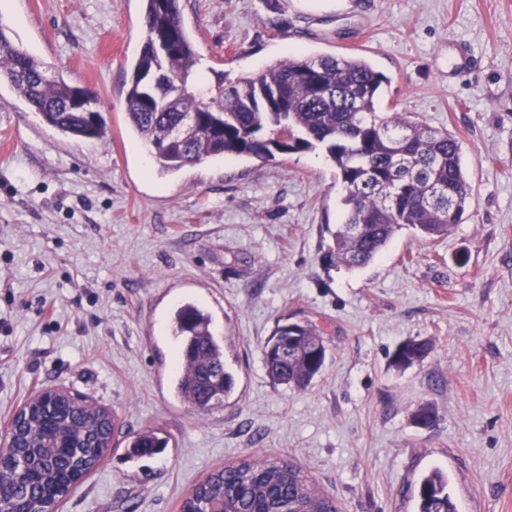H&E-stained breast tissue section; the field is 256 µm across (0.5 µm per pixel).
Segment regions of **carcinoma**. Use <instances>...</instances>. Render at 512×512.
I'll return each mask as SVG.
<instances>
[{
    "mask_svg": "<svg viewBox=\"0 0 512 512\" xmlns=\"http://www.w3.org/2000/svg\"><path fill=\"white\" fill-rule=\"evenodd\" d=\"M145 40L127 83L126 120L148 147L158 171L176 172L214 157L270 161L321 145L336 166L344 213L329 230L325 258L336 267L370 265L394 234L414 230L423 240L452 234L472 194L460 142L410 112H380L389 79L365 59L352 55L290 57L249 77L229 80L214 72L212 84L198 78L193 39L179 0H143ZM175 42L169 53L163 47ZM0 80L34 107L61 135L103 140L110 135L102 117L67 112L68 101L84 93L61 76H47L42 61L15 45L0 27ZM200 114L183 139L171 131L189 113ZM181 339L173 377L177 396L199 409L221 404L235 390L236 377L224 362V342L209 330L210 318L194 304L175 314ZM425 341L401 343L392 365L406 369L429 353ZM327 355L321 331L306 323L281 325L263 346L273 382L303 390L319 376ZM29 418L0 460L15 471L26 463L17 492L38 503L56 501L96 465L110 448L115 417L96 404L59 395L52 404L27 402ZM167 441L153 431L137 434L131 455L153 456ZM439 469L419 487V512H457ZM337 512L296 465L280 459L242 461L209 474L184 500L182 512Z\"/></svg>",
    "mask_w": 512,
    "mask_h": 512,
    "instance_id": "cac0c4a2",
    "label": "carcinoma"
}]
</instances>
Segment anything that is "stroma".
I'll list each match as a JSON object with an SVG mask.
<instances>
[{
	"mask_svg": "<svg viewBox=\"0 0 512 512\" xmlns=\"http://www.w3.org/2000/svg\"><path fill=\"white\" fill-rule=\"evenodd\" d=\"M199 72L252 75L288 56L358 54L388 76L384 112L460 141L471 204L453 234L398 231L369 266L326 265L336 167L316 147L273 161L145 165L125 84L142 0H0V27L97 94L107 140L60 135L0 85V426L63 389L116 416L103 462L58 512H180L210 473L286 457L339 512H418L432 470L458 512H512V0H180ZM479 68L454 75L459 45ZM211 317L236 376L206 411L177 399L176 308ZM324 333L323 371L274 384L276 326ZM430 354L399 369V344ZM431 409L434 423L414 417ZM155 429L164 452L128 459Z\"/></svg>",
	"mask_w": 512,
	"mask_h": 512,
	"instance_id": "obj_1",
	"label": "stroma"
}]
</instances>
